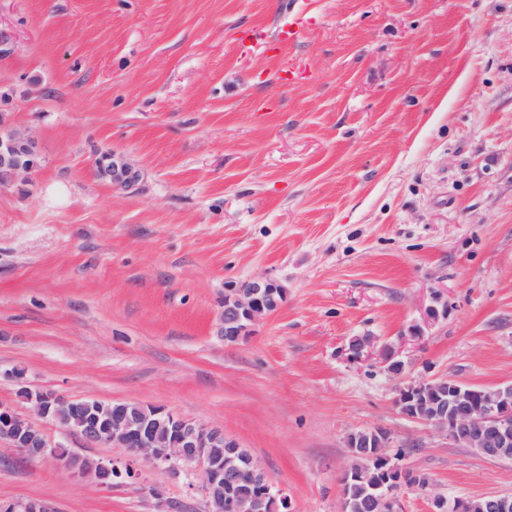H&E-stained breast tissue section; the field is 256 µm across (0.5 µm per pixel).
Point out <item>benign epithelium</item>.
I'll use <instances>...</instances> for the list:
<instances>
[{
  "label": "benign epithelium",
  "mask_w": 512,
  "mask_h": 512,
  "mask_svg": "<svg viewBox=\"0 0 512 512\" xmlns=\"http://www.w3.org/2000/svg\"><path fill=\"white\" fill-rule=\"evenodd\" d=\"M38 167L35 142L14 127L8 112L0 113V184L28 177ZM103 178L119 186H134L137 171L117 157L102 156L96 163ZM285 289L276 280L258 277L232 282L224 288L220 335L236 343L253 327L279 309ZM349 359L363 361L373 355L392 374L404 371L400 350L377 345L373 338L350 341ZM41 418L59 425L67 437L126 451L125 461L110 464L82 457L65 443L48 439L31 421L0 402V437L7 438L20 454L51 457L66 469L112 485V475L125 473L133 482L141 479L136 463L163 467L174 474L195 467L206 498V512H281L288 499L268 480L262 464L224 429L187 420L161 406L138 402L104 403L96 399H70L53 391L22 390ZM395 405L407 419L424 424L446 436L448 443L468 448L494 461H512V385L484 387L465 385L451 376L414 380L398 387ZM349 448H379L371 455L374 464H389L393 474L403 473L391 434L375 428ZM404 482L386 479L373 486L374 512H404ZM482 512H512L511 493L482 496Z\"/></svg>",
  "instance_id": "7a95c632"
}]
</instances>
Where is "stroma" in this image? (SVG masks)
<instances>
[{
  "label": "stroma",
  "mask_w": 512,
  "mask_h": 512,
  "mask_svg": "<svg viewBox=\"0 0 512 512\" xmlns=\"http://www.w3.org/2000/svg\"><path fill=\"white\" fill-rule=\"evenodd\" d=\"M285 2L0 0V111L39 162L0 185V401L222 427L290 512H342L346 437L376 427L430 482L406 512L512 493V461L394 404L411 380L512 384V0H316L284 61L255 32ZM106 153L133 189L98 177ZM256 276L286 299L225 343L224 287ZM355 336L401 348L404 373L350 363ZM139 469L102 488L0 438V505L205 512L198 478Z\"/></svg>",
  "instance_id": "obj_1"
}]
</instances>
